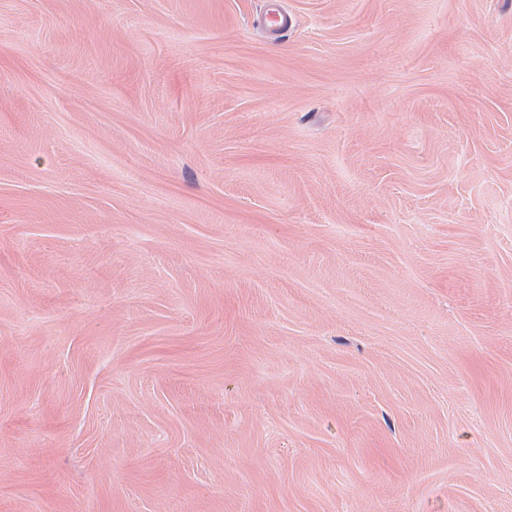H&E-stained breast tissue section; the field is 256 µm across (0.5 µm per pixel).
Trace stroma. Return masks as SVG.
I'll return each mask as SVG.
<instances>
[{"label":"stroma","instance_id":"1","mask_svg":"<svg viewBox=\"0 0 512 512\" xmlns=\"http://www.w3.org/2000/svg\"><path fill=\"white\" fill-rule=\"evenodd\" d=\"M0 0V512H512V0Z\"/></svg>","mask_w":512,"mask_h":512}]
</instances>
